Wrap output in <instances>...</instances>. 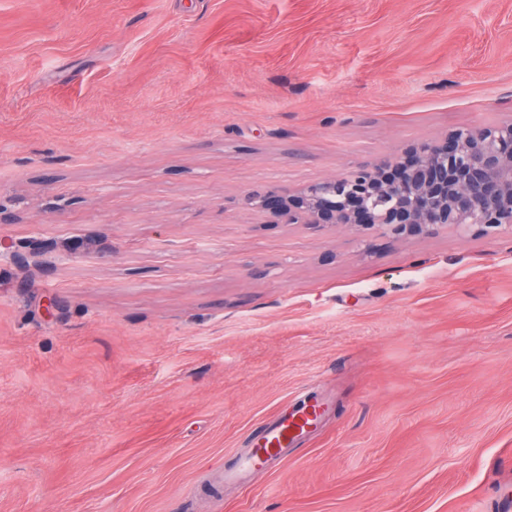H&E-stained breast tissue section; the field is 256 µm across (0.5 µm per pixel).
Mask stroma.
<instances>
[{"label":"stroma","instance_id":"1","mask_svg":"<svg viewBox=\"0 0 512 512\" xmlns=\"http://www.w3.org/2000/svg\"><path fill=\"white\" fill-rule=\"evenodd\" d=\"M510 121L512 0H0V512L512 500V235L241 204ZM301 412L289 416L275 418L272 426L265 430L262 437V448H257L253 455L242 461L244 468L257 470L269 462L283 456L293 440L302 435L317 419L302 418Z\"/></svg>","mask_w":512,"mask_h":512}]
</instances>
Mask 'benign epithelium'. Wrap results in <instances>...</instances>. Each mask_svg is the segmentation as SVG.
<instances>
[{
	"label": "benign epithelium",
	"mask_w": 512,
	"mask_h": 512,
	"mask_svg": "<svg viewBox=\"0 0 512 512\" xmlns=\"http://www.w3.org/2000/svg\"><path fill=\"white\" fill-rule=\"evenodd\" d=\"M242 204L272 222L362 238L512 234V123L459 127L336 178L250 192Z\"/></svg>",
	"instance_id": "obj_1"
}]
</instances>
